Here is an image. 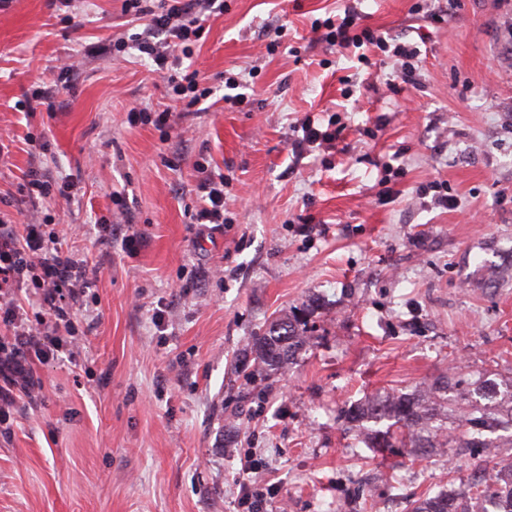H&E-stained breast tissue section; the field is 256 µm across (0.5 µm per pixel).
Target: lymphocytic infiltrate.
<instances>
[{"label":"lymphocytic infiltrate","mask_w":512,"mask_h":512,"mask_svg":"<svg viewBox=\"0 0 512 512\" xmlns=\"http://www.w3.org/2000/svg\"><path fill=\"white\" fill-rule=\"evenodd\" d=\"M217 0H123L125 13L149 17L150 27L139 48L158 69H166L172 50L200 39L203 16ZM322 38L343 49L387 41L376 31L357 28L353 6H345L341 21L326 19ZM164 34L157 46L155 34ZM95 276L86 259L65 251L57 231L34 222L21 227L0 224V424L8 422L20 397L41 388L35 362L53 358L76 335V315L87 308V291Z\"/></svg>","instance_id":"1"}]
</instances>
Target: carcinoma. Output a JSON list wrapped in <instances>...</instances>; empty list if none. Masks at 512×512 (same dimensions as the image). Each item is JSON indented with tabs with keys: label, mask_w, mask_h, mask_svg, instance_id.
<instances>
[{
	"label": "carcinoma",
	"mask_w": 512,
	"mask_h": 512,
	"mask_svg": "<svg viewBox=\"0 0 512 512\" xmlns=\"http://www.w3.org/2000/svg\"><path fill=\"white\" fill-rule=\"evenodd\" d=\"M308 340L307 326H298L295 318L285 315L273 320L263 335L253 338L256 373L286 369ZM458 386L440 379L411 393L377 395L348 408L344 419L351 430L367 423L374 425L368 432L372 448L423 458L448 445V389ZM455 399L463 427L460 448H493L488 435L504 420L512 425V394L506 403L486 409L469 404L462 393ZM479 501L494 503L493 512H512V465L454 492L428 495L415 502L409 512H475Z\"/></svg>",
	"instance_id": "1"
}]
</instances>
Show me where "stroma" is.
I'll return each instance as SVG.
<instances>
[{
  "instance_id": "1",
  "label": "stroma",
  "mask_w": 512,
  "mask_h": 512,
  "mask_svg": "<svg viewBox=\"0 0 512 512\" xmlns=\"http://www.w3.org/2000/svg\"><path fill=\"white\" fill-rule=\"evenodd\" d=\"M341 6L224 0L188 62L249 97L193 112L148 55L115 49L147 24L122 0H0V218L40 213L98 278L77 359L35 363L41 393L0 425V512H248L245 481L260 512H370L368 490L407 512L512 462L413 461L339 419L442 376L480 407L512 389V0H358L362 25L420 51L393 91L391 53L316 40ZM41 85L50 107L25 118ZM308 115L343 127L335 149L293 148ZM33 171L76 179L73 199L33 207ZM207 172L225 222L201 236ZM435 182L455 207L432 205ZM104 216L135 240L105 239ZM283 314L306 320L308 345L247 379L248 342Z\"/></svg>"
}]
</instances>
